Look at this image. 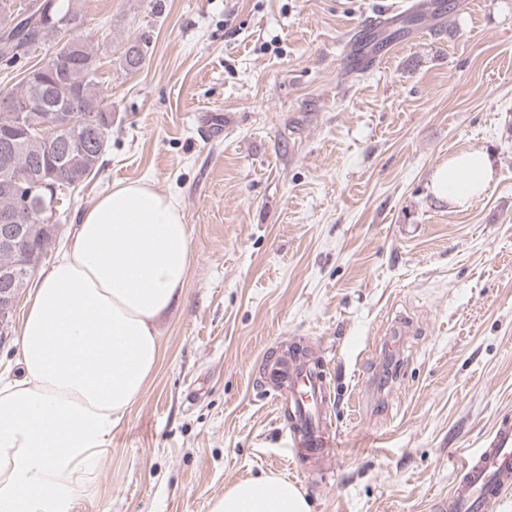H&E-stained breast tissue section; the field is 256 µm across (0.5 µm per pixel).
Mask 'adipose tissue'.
I'll use <instances>...</instances> for the list:
<instances>
[{"mask_svg": "<svg viewBox=\"0 0 512 512\" xmlns=\"http://www.w3.org/2000/svg\"><path fill=\"white\" fill-rule=\"evenodd\" d=\"M492 176L474 150L450 156L429 187L464 209ZM190 251L180 207L146 184H115L80 214L23 317L20 372L0 379V512H71L162 357L156 323L182 292ZM210 512L310 507L295 483L264 476L236 484Z\"/></svg>", "mask_w": 512, "mask_h": 512, "instance_id": "adipose-tissue-1", "label": "adipose tissue"}]
</instances>
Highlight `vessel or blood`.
<instances>
[{
  "mask_svg": "<svg viewBox=\"0 0 512 512\" xmlns=\"http://www.w3.org/2000/svg\"><path fill=\"white\" fill-rule=\"evenodd\" d=\"M260 373L277 410L285 411L292 445L308 454L333 452L325 405L324 370L266 357ZM512 487V417L502 418L489 438L461 467L456 482L440 502L439 512H487Z\"/></svg>",
  "mask_w": 512,
  "mask_h": 512,
  "instance_id": "b4317fda",
  "label": "vessel or blood"
}]
</instances>
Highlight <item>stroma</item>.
Here are the masks:
<instances>
[{"label": "stroma", "instance_id": "35a3bbf8", "mask_svg": "<svg viewBox=\"0 0 512 512\" xmlns=\"http://www.w3.org/2000/svg\"><path fill=\"white\" fill-rule=\"evenodd\" d=\"M406 2L89 0L112 130L56 219L142 182L178 203L191 258L73 512H209L270 474L310 512H436L512 414V0H455L349 73V32ZM472 150L494 177L459 210L430 175ZM292 345L326 369L336 455H296L261 384Z\"/></svg>", "mask_w": 512, "mask_h": 512}]
</instances>
